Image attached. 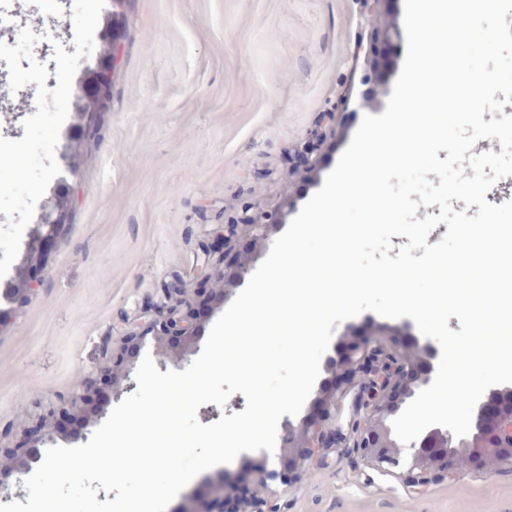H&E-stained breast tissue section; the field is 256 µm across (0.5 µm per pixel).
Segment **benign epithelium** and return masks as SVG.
<instances>
[{"label": "benign epithelium", "mask_w": 512, "mask_h": 512, "mask_svg": "<svg viewBox=\"0 0 512 512\" xmlns=\"http://www.w3.org/2000/svg\"><path fill=\"white\" fill-rule=\"evenodd\" d=\"M108 2L110 9L106 12L98 61L85 67L78 80L72 135L75 142L90 141L98 135L111 72L125 36L122 17L126 0ZM397 36L399 32L393 28L375 27L367 41H358L356 52L364 49L374 58L383 45ZM317 140L314 135L305 146L288 152L293 169H314ZM69 210L70 188L51 191L29 232L16 276L0 284V324L43 282L51 250L68 224ZM275 222L276 214L259 202L240 221L215 225L212 242L204 246L207 256H217L215 267L201 274L191 290L180 281L165 289V295L181 297L180 304L154 305L152 314L127 332L124 346L107 354V366L86 378L69 402L53 409L48 421L28 431L20 441L0 448V461L7 462L6 470L0 472L1 499L10 495L9 478L22 483L31 445L54 441V435L61 433L64 423L72 417L82 425L89 424L104 414L108 402L117 401L136 388L135 363L143 348L153 346L156 355L177 368L191 363V357L201 349L199 313L211 304L214 286L224 280V270H232L239 283L253 273L251 261L232 245L238 226L248 229L254 245L267 247L270 227ZM333 352L329 357L331 376L319 386L314 399L318 418L299 423L286 418L282 422L275 453L278 466L269 467L265 457L233 476L221 473L172 512H275L270 501L275 494L272 485H290L320 465L324 452L336 446V416L355 388L358 392L354 402L364 414L356 429L354 447L373 467L400 470L409 486L422 489L475 468L512 469V384L483 395L474 409L467 436L457 438L444 427L432 426L406 447L393 434L390 420L433 381L439 346L430 339L410 336L387 348L373 334L347 329L333 344Z\"/></svg>", "instance_id": "1"}]
</instances>
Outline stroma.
<instances>
[{
	"instance_id": "obj_1",
	"label": "stroma",
	"mask_w": 512,
	"mask_h": 512,
	"mask_svg": "<svg viewBox=\"0 0 512 512\" xmlns=\"http://www.w3.org/2000/svg\"><path fill=\"white\" fill-rule=\"evenodd\" d=\"M73 0H0V42L31 29L74 52ZM404 0H127L121 62L95 140L66 182L75 195L42 286L0 327V444L8 446L107 364L173 276L195 286L199 245L254 202L277 208L278 238L318 191L363 117L382 114L406 40L378 62L354 52L372 24L402 27ZM37 90L10 89L0 59V137L24 135ZM349 107L341 131L321 113ZM321 132L320 165L287 150ZM345 436L322 465L277 486L278 512H512V470H472L424 493L371 466Z\"/></svg>"
}]
</instances>
